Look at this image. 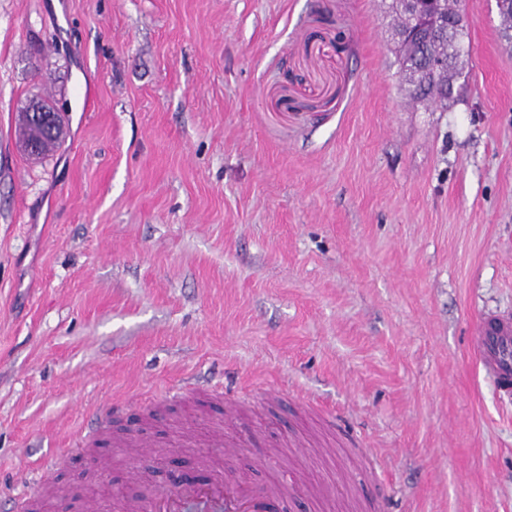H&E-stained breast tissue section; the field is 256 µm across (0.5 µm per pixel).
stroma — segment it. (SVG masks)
<instances>
[{"label":"stroma","instance_id":"stroma-1","mask_svg":"<svg viewBox=\"0 0 512 512\" xmlns=\"http://www.w3.org/2000/svg\"><path fill=\"white\" fill-rule=\"evenodd\" d=\"M389 3L0 0V512L55 451L48 512H123L212 459L296 488L287 512H512V409L468 352L512 313V43L468 0L463 97L414 102ZM40 98L65 137L36 158ZM185 376L253 393L146 416ZM100 419L146 455L72 450ZM217 423L235 455L184 446Z\"/></svg>","mask_w":512,"mask_h":512}]
</instances>
